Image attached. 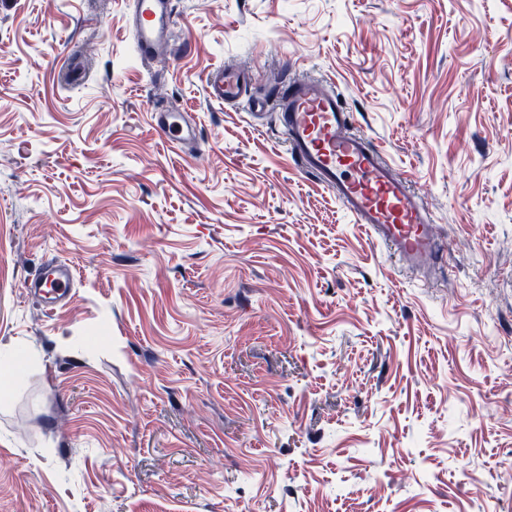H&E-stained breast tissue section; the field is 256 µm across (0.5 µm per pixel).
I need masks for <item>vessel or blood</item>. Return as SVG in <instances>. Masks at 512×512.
Instances as JSON below:
<instances>
[{"label": "vessel or blood", "instance_id": "1", "mask_svg": "<svg viewBox=\"0 0 512 512\" xmlns=\"http://www.w3.org/2000/svg\"><path fill=\"white\" fill-rule=\"evenodd\" d=\"M129 33L137 56L156 59L169 46L172 0H129ZM209 97L221 104L242 103L247 95L244 74L222 67L206 78ZM273 106L291 159L302 172L328 189L356 223L366 225L374 240L407 268L433 269L442 260L436 220L407 176L363 133L332 84L322 78L297 76L282 86ZM154 131L171 146L195 141L197 130L183 115L157 111ZM75 272L46 260L27 281V293L44 308L64 304Z\"/></svg>", "mask_w": 512, "mask_h": 512}]
</instances>
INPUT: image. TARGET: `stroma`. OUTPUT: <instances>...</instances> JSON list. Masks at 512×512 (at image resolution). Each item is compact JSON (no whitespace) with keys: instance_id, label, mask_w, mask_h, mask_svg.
<instances>
[{"instance_id":"obj_1","label":"stroma","mask_w":512,"mask_h":512,"mask_svg":"<svg viewBox=\"0 0 512 512\" xmlns=\"http://www.w3.org/2000/svg\"><path fill=\"white\" fill-rule=\"evenodd\" d=\"M0 0V512H512V0ZM270 99L333 82L434 214L399 266L291 161ZM183 113L194 145L151 129ZM70 262L69 304L24 285ZM129 33L137 56L155 60L170 45L172 0H130ZM209 97L221 104H240L247 95L244 74L235 68L221 67L206 78Z\"/></svg>"}]
</instances>
